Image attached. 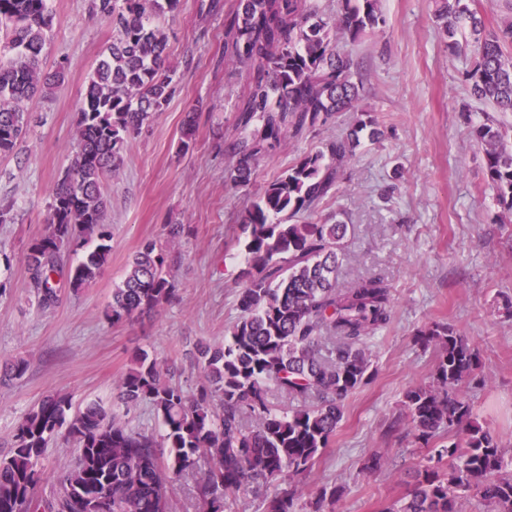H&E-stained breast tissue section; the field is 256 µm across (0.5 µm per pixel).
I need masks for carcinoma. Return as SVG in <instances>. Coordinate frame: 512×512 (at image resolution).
<instances>
[{"mask_svg":"<svg viewBox=\"0 0 512 512\" xmlns=\"http://www.w3.org/2000/svg\"><path fill=\"white\" fill-rule=\"evenodd\" d=\"M180 0H89V13L112 23L117 37L89 76L71 164L52 189L48 231L28 247L30 287L42 308L60 300L56 276L62 253L82 251L67 272L70 290L94 282L112 252L105 223V183L116 172L128 140L175 92L166 65L168 36L158 20ZM437 18L448 37L464 18L478 61L468 74L470 94L512 112V21L486 29L466 0H441ZM48 0H0V156L14 151L31 115L26 102L65 79L68 62L41 70L53 26ZM385 24L380 0H341L335 16L315 0H235L225 16L224 64L244 68L249 92L235 134L224 144L228 179L252 181L258 161L288 136L324 125L355 108L360 63L348 49ZM187 116L179 150L195 140ZM380 136L376 119L360 118L324 146L299 158L259 189L242 233L245 268L240 314L222 342L200 341L193 357L200 381L189 391L170 368L138 348L120 377L112 408L50 393L18 421L10 450L0 453V512H172V484L193 480L195 512H232L233 495L251 482L274 487L265 512H300L292 480L329 447L343 418L344 400L371 376L367 339L391 320L392 293L376 276L338 287L351 225L340 219L310 224L334 194L360 134ZM473 136L485 154V176L498 201L512 211V142L486 122ZM190 228L164 226L163 241H143L112 289L106 320L117 325L177 299L169 254ZM441 353L427 385L406 391L403 405L424 445L442 432L448 444L429 450L414 470L411 493L383 512H459L471 494L486 512H512V473L494 433L472 418L468 386L479 351L444 324L419 331ZM23 358L0 361V383L24 376ZM281 396L295 403L281 407ZM148 407L159 435L131 428L125 417ZM63 433L78 448L55 473L57 492L35 495L49 442Z\"/></svg>","mask_w":512,"mask_h":512,"instance_id":"carcinoma-1","label":"carcinoma"}]
</instances>
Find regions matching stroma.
<instances>
[{
    "instance_id": "obj_1",
    "label": "stroma",
    "mask_w": 512,
    "mask_h": 512,
    "mask_svg": "<svg viewBox=\"0 0 512 512\" xmlns=\"http://www.w3.org/2000/svg\"><path fill=\"white\" fill-rule=\"evenodd\" d=\"M202 0H180L169 31L168 61L177 91L123 152L107 186L112 256L99 277L78 293L59 276V303L40 309L29 285L25 255L47 230L49 191L68 168L83 94L100 55L116 34L90 15L86 0H51L53 29L45 66L68 61L63 83L28 104L33 117L15 153L0 157V205L16 220L0 224V359L27 360L25 375L0 385V453L11 445L19 418L47 392L72 395L74 406L111 407L113 388L136 349L164 360L190 388L201 341H222L239 315L243 262L241 224L259 187L304 154L346 131L358 113L379 123V140L364 143L346 166L336 194L311 220L342 215L353 232L340 286L357 276L385 280L394 298L390 323L369 339L372 376L344 402V417L328 448L297 479L302 512L322 486L344 493L321 512H381L406 496L407 475L427 449L416 438L402 400L429 383L438 348L416 341L431 323L469 336L480 349L483 385L471 398L479 422L512 451V212L485 178V158L473 130L494 120L512 135V112L471 97L467 73L476 54L467 26L447 36L437 0H381L386 24L352 49L362 62L363 88L354 111L323 127L288 137L256 168L252 186L226 177L224 141L234 133L237 106L248 90L245 73L224 65V13ZM461 50H452V43ZM196 118L193 148L178 149L182 122ZM166 224L192 232L171 253L179 297L151 313L109 324L104 310L113 288L147 238ZM383 453L387 466L369 474L366 459Z\"/></svg>"
}]
</instances>
